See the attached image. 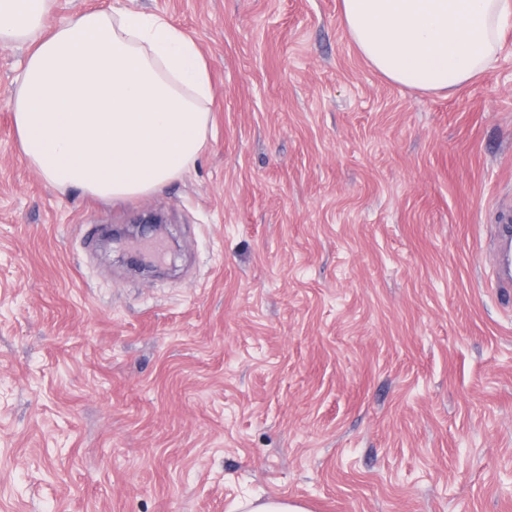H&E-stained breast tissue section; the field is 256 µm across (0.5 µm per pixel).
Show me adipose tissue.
Returning a JSON list of instances; mask_svg holds the SVG:
<instances>
[{"instance_id": "adipose-tissue-1", "label": "adipose tissue", "mask_w": 512, "mask_h": 512, "mask_svg": "<svg viewBox=\"0 0 512 512\" xmlns=\"http://www.w3.org/2000/svg\"><path fill=\"white\" fill-rule=\"evenodd\" d=\"M56 0H0V46L27 45L12 101L22 158L53 188L149 194L202 152L207 66L157 14L89 10L48 26ZM347 33L390 81L452 95L491 69L512 0H341Z\"/></svg>"}]
</instances>
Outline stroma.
I'll use <instances>...</instances> for the list:
<instances>
[{
    "label": "stroma",
    "mask_w": 512,
    "mask_h": 512,
    "mask_svg": "<svg viewBox=\"0 0 512 512\" xmlns=\"http://www.w3.org/2000/svg\"><path fill=\"white\" fill-rule=\"evenodd\" d=\"M196 43L207 143L133 198L21 157L0 48V512H512V23L446 97L374 70L340 0H57ZM153 209L173 263L104 238ZM496 239L501 242L490 276L492 288H512V216L496 224ZM237 508L243 512H308L304 505L288 499L247 498L238 503Z\"/></svg>",
    "instance_id": "stroma-1"
}]
</instances>
